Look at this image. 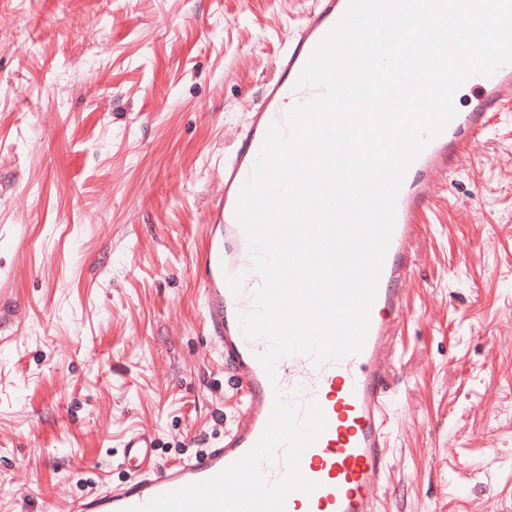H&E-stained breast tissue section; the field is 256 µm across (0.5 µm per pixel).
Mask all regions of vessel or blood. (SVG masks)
<instances>
[{"label": "vessel or blood", "instance_id": "1", "mask_svg": "<svg viewBox=\"0 0 512 512\" xmlns=\"http://www.w3.org/2000/svg\"><path fill=\"white\" fill-rule=\"evenodd\" d=\"M348 4L316 0L289 38L278 78L266 84L235 150L224 158V196L210 214L224 231L209 233L196 252L202 330L231 365L240 397L231 426L216 447L177 463L160 461L154 434H132L122 445L126 477L74 500L69 512H380L391 453L385 368L399 342L421 216L431 203L434 175L454 171L476 136L512 110V63L466 79L469 107H462L461 92L454 93L453 119L408 167L360 351L338 360L292 353L266 373L259 357L268 341L246 336L239 324L240 315L254 310L263 278L236 208L269 130L288 133L289 112L322 94L321 86L299 78Z\"/></svg>", "mask_w": 512, "mask_h": 512}]
</instances>
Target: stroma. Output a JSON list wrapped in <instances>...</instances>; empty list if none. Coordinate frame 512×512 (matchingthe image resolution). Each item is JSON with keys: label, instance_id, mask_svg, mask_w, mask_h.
I'll return each instance as SVG.
<instances>
[{"label": "stroma", "instance_id": "stroma-1", "mask_svg": "<svg viewBox=\"0 0 512 512\" xmlns=\"http://www.w3.org/2000/svg\"><path fill=\"white\" fill-rule=\"evenodd\" d=\"M314 0H0V512L216 446L237 395L195 248ZM381 512H512V112L439 172L415 242Z\"/></svg>", "mask_w": 512, "mask_h": 512}]
</instances>
